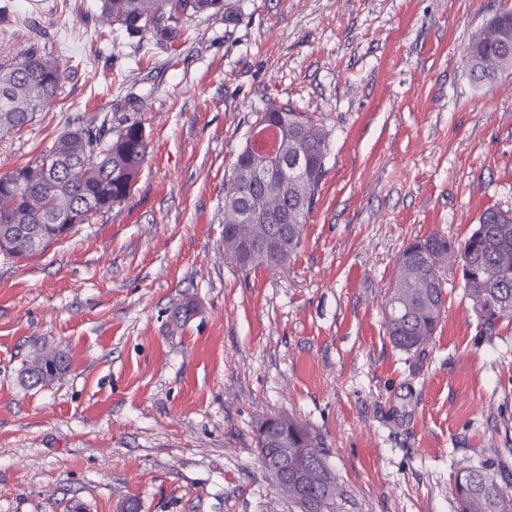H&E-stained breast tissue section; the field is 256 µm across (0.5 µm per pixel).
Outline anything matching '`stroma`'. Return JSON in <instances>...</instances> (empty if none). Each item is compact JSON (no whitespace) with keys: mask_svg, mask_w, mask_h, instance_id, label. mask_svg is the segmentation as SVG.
Listing matches in <instances>:
<instances>
[{"mask_svg":"<svg viewBox=\"0 0 512 512\" xmlns=\"http://www.w3.org/2000/svg\"><path fill=\"white\" fill-rule=\"evenodd\" d=\"M158 44L100 0H0V55L41 28L62 90L0 140V175L67 125L141 112L127 200L24 258L0 254V512H299L256 430L322 439L333 512H456L461 468L512 472V317L485 323L461 268L430 343L403 352L382 302L400 252L461 243L512 209V72L472 81L471 38L512 0H227ZM316 113L326 176L290 266L224 259V182L269 101ZM42 348L69 366L33 387Z\"/></svg>","mask_w":512,"mask_h":512,"instance_id":"obj_1","label":"stroma"}]
</instances>
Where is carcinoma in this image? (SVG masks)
Returning a JSON list of instances; mask_svg holds the SVG:
<instances>
[{
  "instance_id": "carcinoma-1",
  "label": "carcinoma",
  "mask_w": 512,
  "mask_h": 512,
  "mask_svg": "<svg viewBox=\"0 0 512 512\" xmlns=\"http://www.w3.org/2000/svg\"><path fill=\"white\" fill-rule=\"evenodd\" d=\"M227 13L226 0H101L100 23L141 38L171 41L182 36L185 21ZM499 29L495 41L476 36L463 56L477 83L495 80L512 70V12L492 20ZM58 60L34 42L16 55L0 57V139L27 127L36 112L52 104L62 88ZM273 129L280 145L273 152L255 146L256 133ZM327 134L308 112H295L272 100L257 113L245 144L232 164L224 186V258L246 274L265 267L284 268L302 244L305 224L326 174ZM147 157L142 113L92 116L59 133L34 163L0 176V238L5 253L21 258L33 254L31 232L43 237L46 248L67 224H84L105 213L131 193ZM272 172L275 209L253 210L252 223L240 216L254 206L266 182L256 173ZM276 246L258 244L268 234ZM460 264L464 294L487 323L512 316V211L484 210L460 246L439 234L409 243L398 257L395 277L384 306L385 333L395 347L417 352L433 338L440 323L444 289L439 271L448 262ZM68 365L53 349L41 350L25 368L36 384H46ZM288 447L308 448L301 467L310 500L324 501L332 512L337 483L323 454L320 438L306 425L288 419ZM512 485L488 467L467 468L458 474L454 493L458 512H512Z\"/></svg>"
}]
</instances>
